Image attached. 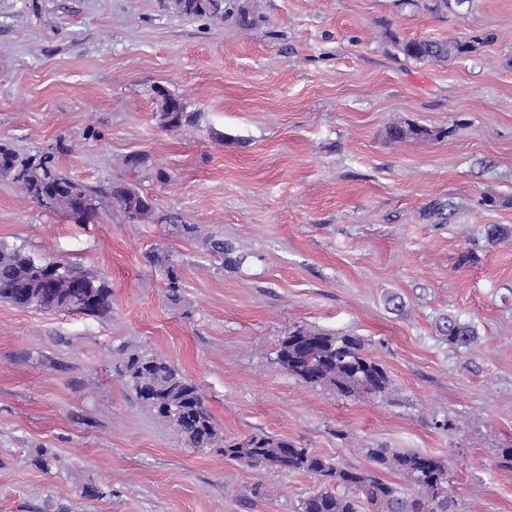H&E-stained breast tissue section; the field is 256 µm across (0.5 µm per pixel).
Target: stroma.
<instances>
[{"label": "stroma", "instance_id": "obj_1", "mask_svg": "<svg viewBox=\"0 0 512 512\" xmlns=\"http://www.w3.org/2000/svg\"><path fill=\"white\" fill-rule=\"evenodd\" d=\"M425 38L474 48L400 52ZM159 86L198 122L161 128ZM397 124L434 135L390 139ZM0 143L158 206L131 224L105 202L81 226L0 176V243L112 291L93 316L0 303V512H297L314 477L188 447L125 386L132 352L197 384L228 439L285 437L358 469L368 446L434 455L458 512H512V238L486 239L512 228V0H224L220 18L175 0H0ZM154 249L177 264L180 304ZM448 315L476 341L451 347ZM295 324L363 339L387 396L280 368ZM402 53L419 62L435 60L446 61L458 55L470 52V45L461 41H432L412 39L400 45Z\"/></svg>", "mask_w": 512, "mask_h": 512}]
</instances>
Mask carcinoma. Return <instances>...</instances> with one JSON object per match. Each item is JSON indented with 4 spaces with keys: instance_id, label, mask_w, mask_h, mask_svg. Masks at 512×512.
<instances>
[{
    "instance_id": "carcinoma-1",
    "label": "carcinoma",
    "mask_w": 512,
    "mask_h": 512,
    "mask_svg": "<svg viewBox=\"0 0 512 512\" xmlns=\"http://www.w3.org/2000/svg\"><path fill=\"white\" fill-rule=\"evenodd\" d=\"M176 5L187 17L224 16L222 0H176ZM400 49L410 59L430 62L467 53L470 45L412 39L403 42ZM158 98L160 112L156 118L165 130L177 131L197 119L196 113L187 111L180 96L165 92ZM389 134L402 140L431 137L433 131L418 125L393 126ZM0 174L12 177L25 196L41 207L62 211L77 224L98 215L97 196L64 175L52 152L21 156L1 143ZM109 196L131 224L154 215V200L128 183H112ZM206 246L222 256L224 268L234 269L241 264V258L224 240L209 238ZM147 258L149 263L164 268L169 299L181 302L175 264L155 253L147 254ZM39 294L45 311H59L72 302L90 307V314L95 315L108 308L110 291L96 278L65 263L37 261L20 249L0 244V301L25 309ZM438 330L448 345L456 348L470 345L477 336L474 326L452 316L442 319ZM276 363L302 381L345 398L380 397L390 387L385 370L356 336L294 326L280 340ZM120 375L136 398L170 424L188 446L216 448L243 467L276 468L316 478L319 487L301 501L299 512H364L365 503L373 512H455V503L448 495V462L440 458L415 451L367 448L365 455L374 469L360 470L342 468L286 438L261 433L240 441L228 440L204 408L199 387L168 360L132 353L123 361ZM379 470L402 475L417 489V495L412 498L400 484L383 480L377 475Z\"/></svg>"
}]
</instances>
